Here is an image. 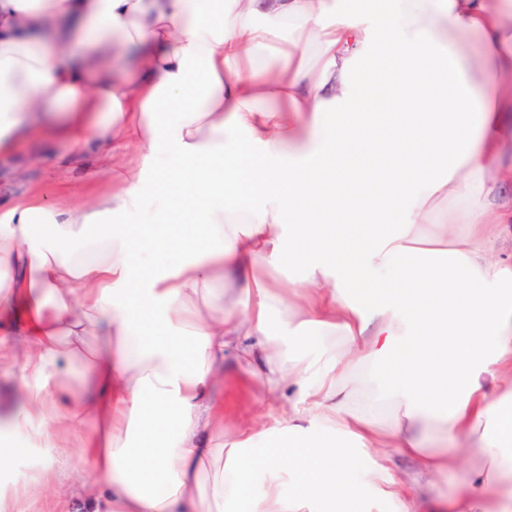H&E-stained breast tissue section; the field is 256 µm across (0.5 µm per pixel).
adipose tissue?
<instances>
[{"label": "adipose tissue", "instance_id": "1", "mask_svg": "<svg viewBox=\"0 0 512 512\" xmlns=\"http://www.w3.org/2000/svg\"><path fill=\"white\" fill-rule=\"evenodd\" d=\"M511 90L512 0H0V157L30 134L76 159L106 139L120 174L89 207L0 209L9 434L94 424L73 512H353L367 486L395 512H512V261L488 255L512 231L489 149ZM150 172L168 178L151 208ZM442 198L493 236L431 221ZM291 318L315 350L275 333ZM228 364L273 425L225 432ZM461 437L482 466L414 499ZM283 466L291 489L254 490Z\"/></svg>", "mask_w": 512, "mask_h": 512}]
</instances>
